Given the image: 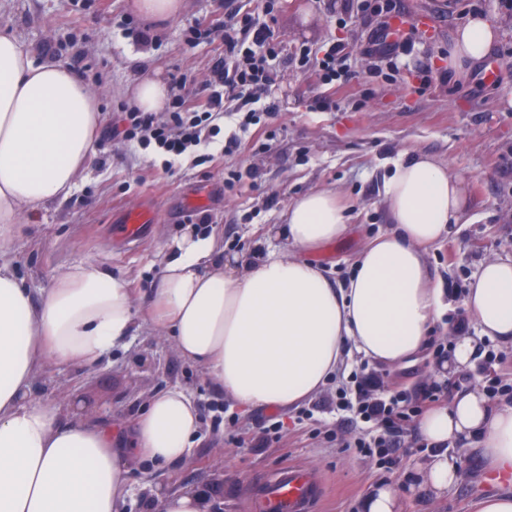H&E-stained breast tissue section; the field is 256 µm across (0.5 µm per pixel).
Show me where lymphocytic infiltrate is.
Returning <instances> with one entry per match:
<instances>
[{"label":"lymphocytic infiltrate","mask_w":512,"mask_h":512,"mask_svg":"<svg viewBox=\"0 0 512 512\" xmlns=\"http://www.w3.org/2000/svg\"><path fill=\"white\" fill-rule=\"evenodd\" d=\"M260 4L261 14L257 17L225 12L224 63L213 69L205 89H197L187 76H180L168 121H158L151 112H126L124 138L170 159L183 156L217 135L224 138L225 154L244 149L241 134L257 119L255 104H262L268 113L277 109L275 100L266 96L275 82L268 60L278 54L272 28L276 3L260 0ZM228 100L243 101L248 110L238 129L224 135L214 125L213 117L223 112ZM364 385V376L351 374L339 389L336 406L342 411L357 410L365 422L371 423V431L359 437L357 445L385 456L393 446L394 435L412 422L414 409L407 406L405 393L373 399L364 396Z\"/></svg>","instance_id":"obj_1"}]
</instances>
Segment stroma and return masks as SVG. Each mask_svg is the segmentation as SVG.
I'll use <instances>...</instances> for the list:
<instances>
[{
  "label": "stroma",
  "mask_w": 512,
  "mask_h": 512,
  "mask_svg": "<svg viewBox=\"0 0 512 512\" xmlns=\"http://www.w3.org/2000/svg\"><path fill=\"white\" fill-rule=\"evenodd\" d=\"M335 0H284L274 30L283 51L273 66L277 79L270 95L277 112L262 115L246 135V147L224 154L223 137L200 147L197 155L172 169L136 143L114 137L112 127L129 107L127 90L144 74L172 82L185 73L205 83L224 58V41L215 38L186 45L190 26L203 21L221 26L224 0H188L186 10L160 26L133 17L128 0H0V28L15 31L35 60L51 57L70 68L100 97L104 122L95 155L71 193L41 208L37 218L19 225L11 243L17 273L33 295L51 288L55 277L79 263H102L114 276L131 280L140 296L150 297L161 270L165 243L188 227L195 211L210 216L207 233L224 241L225 254H265L288 248L271 228L284 223L292 200L316 189L335 190L347 208L350 231L342 241L312 254L329 278L344 283L358 248L390 227L382 202L383 186L400 158L428 154L449 164L467 193V223L428 251V262L441 283L466 285L481 262L493 255H512V10L502 0H398L407 25L417 32L410 45L374 76L362 52L368 30L360 11L341 13ZM484 15L499 29V40L487 62L448 82L419 76L426 65H446L448 40L469 16ZM150 27L151 42L135 38L133 27ZM343 44L346 71L340 84L324 85L311 73L287 62L301 49L324 55ZM493 64L496 82L483 77ZM327 96L331 110L311 108ZM243 172L240 185L226 189L228 173ZM147 207L153 214L144 236L130 245L120 231V216ZM469 367L438 378L434 347L416 360L380 367L351 354L344 373L377 375L372 394L388 397L435 390L439 405L457 391L486 389L483 367L488 350L512 367V347L478 336ZM339 379L306 401L313 420L299 410L270 413L242 411L213 385L201 368L180 359L153 331L142 330L126 347L91 367L51 366L33 395L45 401L81 399L98 418L122 425L149 399L171 385L191 395L201 428L189 458L172 468L151 471L133 467L123 512H147L150 489L193 490L204 497L207 512H249L263 492L262 480L288 464L308 466L314 480L317 512H358L371 486L390 485L402 501V512H474L480 499L494 495L485 483L490 463L461 445L448 448L458 479L443 492L413 485L412 477L428 465L436 450L417 427H409L402 461L389 473L379 456L352 448L359 423L336 411ZM280 424L276 438L262 431L269 418Z\"/></svg>",
  "instance_id": "obj_1"
}]
</instances>
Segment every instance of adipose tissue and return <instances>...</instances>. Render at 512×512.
<instances>
[{"mask_svg":"<svg viewBox=\"0 0 512 512\" xmlns=\"http://www.w3.org/2000/svg\"><path fill=\"white\" fill-rule=\"evenodd\" d=\"M497 39L493 22L470 17L448 43L449 74H464ZM102 120L97 95L73 71L35 61L0 28V512H121L130 462L177 466L199 430L198 409L177 386L154 395L126 436L81 401L34 399L50 364L94 365L148 326L240 408L286 410L321 393L346 348L384 366L419 355L444 308L427 253L461 222L466 188L423 154L396 163L383 196L391 227L358 249L344 284L307 259L349 232L336 193L317 190L274 226L290 246L283 253L228 258L215 236L174 237L146 306L99 263L72 266L33 296L10 242L22 218L69 194ZM465 307L480 335L512 344V255L481 263ZM419 430L440 453L416 473L418 485L440 492L456 480L441 453L451 443L512 468V406L480 390L452 395Z\"/></svg>","mask_w":512,"mask_h":512,"instance_id":"1","label":"adipose tissue"}]
</instances>
